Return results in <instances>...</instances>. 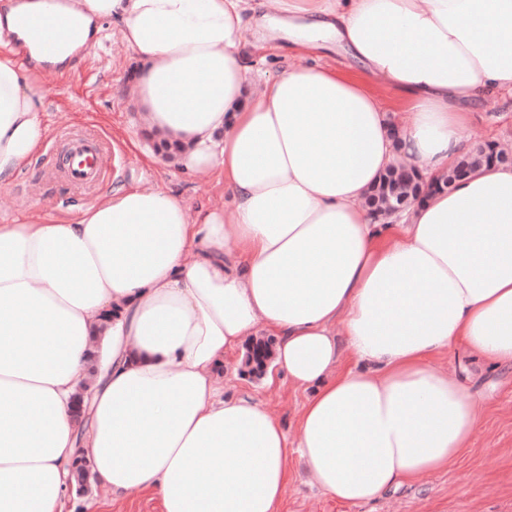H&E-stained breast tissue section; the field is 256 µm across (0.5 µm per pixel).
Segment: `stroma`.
Instances as JSON below:
<instances>
[{
    "label": "stroma",
    "instance_id": "1",
    "mask_svg": "<svg viewBox=\"0 0 512 512\" xmlns=\"http://www.w3.org/2000/svg\"><path fill=\"white\" fill-rule=\"evenodd\" d=\"M243 54L256 85L284 66L305 67L313 62L311 55L285 42L262 49L250 43ZM140 65L139 57L122 46L119 26L106 21L99 43L80 65L46 78L43 119L50 133L37 160L0 186V224L30 215L72 220L81 209L120 186H158L183 198L193 210L207 202L224 204V184L216 172L188 177L165 159L147 166L144 154L151 145L131 90ZM63 127L69 134L91 133L101 142L108 164L96 188L73 186L60 168L69 144V134L59 133ZM460 136L469 144L496 141L512 147V104L488 95ZM441 365L451 372L470 373L474 391L485 401L470 448L448 470L389 492L373 504L352 506L313 487L302 461L294 457L292 482L280 512H512V365L480 369L460 347L448 352ZM236 366V357H228L225 391L252 390L284 429L294 432L304 393L287 383L265 387L259 379L243 378ZM73 512H161V505L147 493L116 502L108 488L96 484L91 493L77 497Z\"/></svg>",
    "mask_w": 512,
    "mask_h": 512
}]
</instances>
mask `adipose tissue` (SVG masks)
I'll return each mask as SVG.
<instances>
[{
	"instance_id": "1",
	"label": "adipose tissue",
	"mask_w": 512,
	"mask_h": 512,
	"mask_svg": "<svg viewBox=\"0 0 512 512\" xmlns=\"http://www.w3.org/2000/svg\"><path fill=\"white\" fill-rule=\"evenodd\" d=\"M16 0L0 13V185L48 133L32 15H68L66 69L118 19L150 130L185 175L219 173L233 211L113 189L73 222L0 224V512H72L74 470L162 512H279L298 455L349 505L448 469L482 399L438 359L512 365V167L491 166L383 223L364 195L405 160L427 180L469 146L481 100L512 99V0ZM361 76L284 67L250 89L245 14ZM391 85L405 123L375 93ZM277 337L305 394L295 437L228 355Z\"/></svg>"
}]
</instances>
